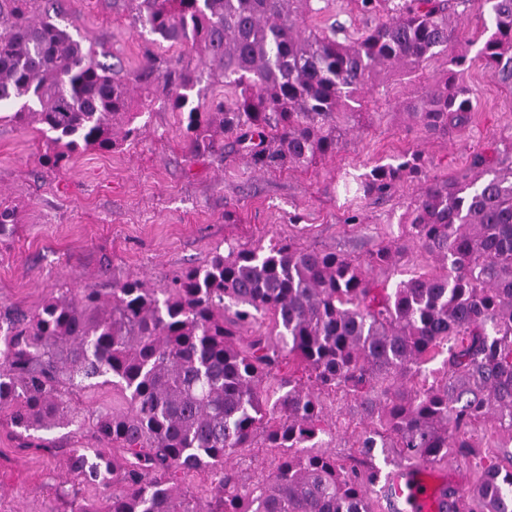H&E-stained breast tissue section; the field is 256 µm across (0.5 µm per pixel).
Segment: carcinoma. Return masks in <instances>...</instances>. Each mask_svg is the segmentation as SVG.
<instances>
[{"label": "carcinoma", "instance_id": "carcinoma-1", "mask_svg": "<svg viewBox=\"0 0 512 512\" xmlns=\"http://www.w3.org/2000/svg\"><path fill=\"white\" fill-rule=\"evenodd\" d=\"M38 0H0V115L48 136L45 164L62 169L82 148L110 152L141 127L146 94L162 89L190 157L239 156L262 171L308 166L362 125L368 86L448 51L451 16L472 0H352L365 20L344 39L311 27L314 0H127L135 26L184 47L175 62L147 54L133 72L97 59ZM492 31L478 50L512 83V0H479ZM451 73L402 103L428 136L471 124L470 90ZM224 87L208 104L205 90ZM512 143L477 153L461 173L431 180L404 214V233L363 258L295 239L227 244L153 288H79L34 311L0 312V411L24 439L74 422L70 391L110 385L126 409L103 407L96 439L121 451L72 450L69 471L105 494L65 492L67 512H373L380 480L316 452L332 435L325 397L354 400L371 427L356 439L372 457L441 462L491 426L512 438ZM421 171L420 156L344 180L352 199H382ZM18 211L0 203V238ZM412 243L428 263L383 296L371 271L396 267ZM442 357V366L428 364ZM284 448L275 470L246 483L224 457L257 438ZM203 471L210 496L178 488ZM449 512H512V472L484 457L470 497Z\"/></svg>", "mask_w": 512, "mask_h": 512}]
</instances>
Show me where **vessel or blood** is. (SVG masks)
I'll use <instances>...</instances> for the list:
<instances>
[{"label": "vessel or blood", "mask_w": 512, "mask_h": 512, "mask_svg": "<svg viewBox=\"0 0 512 512\" xmlns=\"http://www.w3.org/2000/svg\"><path fill=\"white\" fill-rule=\"evenodd\" d=\"M382 493L393 512H444L446 507L445 497L423 465L390 471Z\"/></svg>", "instance_id": "1"}]
</instances>
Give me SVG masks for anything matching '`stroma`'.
I'll return each instance as SVG.
<instances>
[{"mask_svg":"<svg viewBox=\"0 0 512 512\" xmlns=\"http://www.w3.org/2000/svg\"><path fill=\"white\" fill-rule=\"evenodd\" d=\"M40 6L128 72L146 53L180 52L133 27L123 0H40ZM488 20L476 6L455 18L461 37L450 53L389 78L367 105L383 120L364 123L339 152L306 167L257 172L239 157L190 158L178 115L160 91L147 100L138 137L108 154L76 152L61 170L42 164L47 144L35 129L0 122V201L21 217L17 233L0 239V311H31L49 295L106 291L128 278L158 286L228 242L266 245L297 235L322 251L364 255L377 233L398 225L425 177L453 180L475 153L512 139V86L499 83L477 57ZM452 54L470 61L464 80L473 123L451 139L429 138L409 126L398 105L445 74ZM412 153L421 157V174L385 200L346 206L344 173L362 174ZM327 407L341 420L329 452L354 463L353 443L367 423L354 402L331 400ZM49 436L55 449L22 447L0 412V512H63L58 493L72 485L66 451L95 442L75 423Z\"/></svg>","mask_w":512,"mask_h":512,"instance_id":"1","label":"stroma"}]
</instances>
